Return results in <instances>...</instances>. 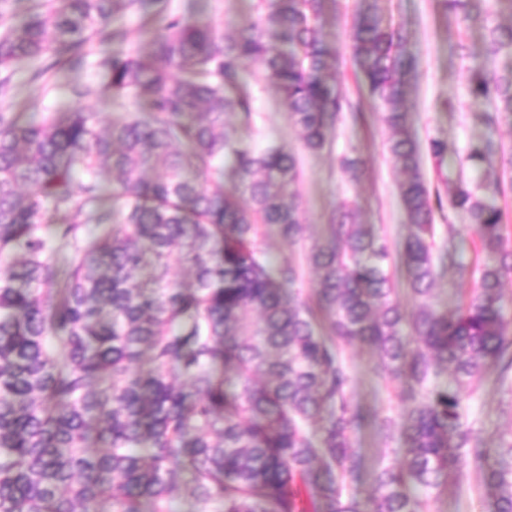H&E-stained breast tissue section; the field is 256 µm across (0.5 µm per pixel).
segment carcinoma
<instances>
[{"label": "carcinoma", "instance_id": "1", "mask_svg": "<svg viewBox=\"0 0 512 512\" xmlns=\"http://www.w3.org/2000/svg\"><path fill=\"white\" fill-rule=\"evenodd\" d=\"M380 2L362 0L350 49L405 174L409 234L394 255L342 204L310 249L318 286L305 297L292 293L299 268L264 244L269 229L288 245L304 236L296 157L240 146L225 116L253 123L242 72L254 63L305 149L331 145L345 112L363 118L328 78L326 0H256L233 37L168 14V0H39L0 34V70L21 58L79 65L97 41L104 88L145 107L105 134L92 112L0 113V512H172L177 495L194 512H431L467 468L482 472L491 512H512V441L488 446L464 395L492 367L500 383L512 378L504 189L466 174L506 172L512 152L472 147L445 195L426 182L422 153L441 167L447 147L424 150L408 131V32L384 21ZM438 4L464 25L488 14V0ZM121 9L157 25L134 54L111 28ZM485 30V55L512 58V25ZM469 95L493 106L488 123L511 120L512 66L473 75ZM340 164L359 179L360 158ZM446 210L496 255L451 315L429 302L439 266L467 272L435 247ZM146 250L147 290L132 280ZM175 262L189 283L171 279ZM401 282L410 313L395 300ZM356 344L402 402L382 420L400 456L377 469L366 500L350 489L361 464L352 438L368 419L350 397L345 349ZM448 370L456 386L435 384Z\"/></svg>", "mask_w": 512, "mask_h": 512}]
</instances>
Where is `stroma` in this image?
Here are the masks:
<instances>
[{
    "label": "stroma",
    "mask_w": 512,
    "mask_h": 512,
    "mask_svg": "<svg viewBox=\"0 0 512 512\" xmlns=\"http://www.w3.org/2000/svg\"><path fill=\"white\" fill-rule=\"evenodd\" d=\"M382 6L394 26L405 27L410 38L407 45L412 61L409 79V128L420 144L430 140L448 146L446 163L455 166L460 158L479 142L492 140L496 146L512 148V121L487 126V105L476 104L468 96L469 79L475 73L486 75L507 67V59H486L482 52L484 30L481 24L460 29L446 16L436 0H383ZM172 12L189 19L210 21L224 34H233L238 26L255 14V0H169ZM361 8L360 0H327L322 16L325 40L335 45L339 62L335 78L350 102L360 108L364 122L342 118L336 126L331 147L318 152L306 150L280 97L270 82H251L255 96L256 118L253 128L240 126L235 116L227 122L234 138L248 148L262 147L274 139L286 145L299 160L300 213L306 226L304 239L297 245H286L276 234H268L265 246L273 259H293L301 267L302 276L295 285L297 292L308 294L316 286V276L307 255L320 240L332 212L344 201L355 202L363 223L375 225L390 246H398L407 234L397 185L401 175L388 150L390 131L379 108L370 98L364 84L355 75L350 49V27ZM467 42L470 52L460 56L458 42ZM9 79L7 96L0 97V110L26 112L34 117L53 112H69L77 108L95 113L100 126L137 112L130 99H112L101 95L103 73L97 66L96 54H88L76 70L51 66L49 60L20 59L0 72ZM90 88V95L79 97L74 87ZM359 156L363 174L350 181L339 167L341 154ZM439 248L456 253L467 267L488 262L487 252L480 247L475 226L462 217L451 225H439ZM478 286L475 275L459 277L454 271H441L434 285V304L442 311H452L460 300ZM353 367L351 399L355 406L368 410L376 422L364 425L354 437V446L363 457V466L353 481L360 497L372 490L373 473L382 452L395 448L397 440H385L378 425L379 418L396 414L401 402L392 387L376 374L375 355L368 348H350ZM470 419L489 445L512 435V383L499 388L480 380L471 385ZM489 499L483 490L482 475L469 470L466 480L450 486L435 502L433 512H489Z\"/></svg>",
    "instance_id": "obj_1"
}]
</instances>
